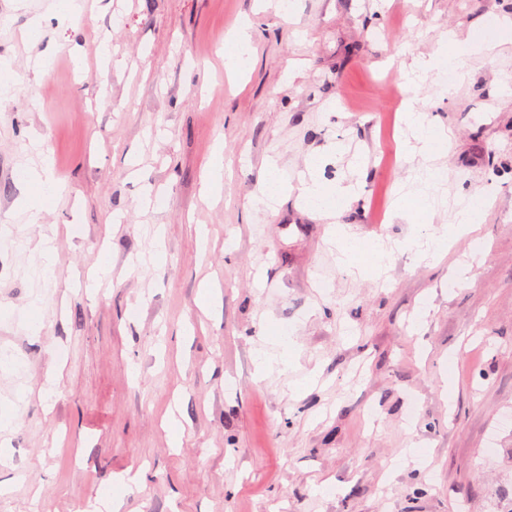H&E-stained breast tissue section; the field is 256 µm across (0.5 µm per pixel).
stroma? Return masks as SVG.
Instances as JSON below:
<instances>
[{
  "label": "stroma",
  "instance_id": "1",
  "mask_svg": "<svg viewBox=\"0 0 512 512\" xmlns=\"http://www.w3.org/2000/svg\"><path fill=\"white\" fill-rule=\"evenodd\" d=\"M54 3L0 0L20 88L0 101V512H512V0H89L70 21ZM446 31L494 49L465 82L428 72L450 147L403 151L399 64ZM44 155L46 197L19 177ZM313 158L355 185L338 221L391 247L384 275L341 267L328 218L261 189L268 160L294 180ZM425 167L434 214L395 218ZM460 192L490 202L476 235L422 259L412 239ZM284 330L290 358L257 375ZM235 48L224 53V66L230 71H239L244 67L248 58L245 57L251 51V35L242 31L236 38ZM224 184V145L222 142L213 148V160L206 178V191L212 195H219Z\"/></svg>",
  "mask_w": 512,
  "mask_h": 512
}]
</instances>
